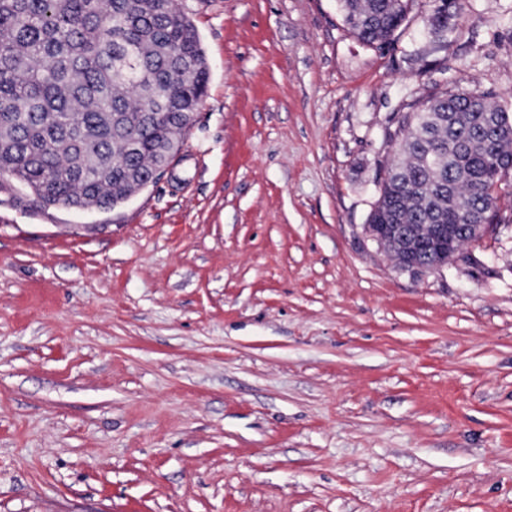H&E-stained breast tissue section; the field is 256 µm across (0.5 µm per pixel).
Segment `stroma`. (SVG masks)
I'll list each match as a JSON object with an SVG mask.
<instances>
[{
	"instance_id": "35a3bbf8",
	"label": "stroma",
	"mask_w": 512,
	"mask_h": 512,
	"mask_svg": "<svg viewBox=\"0 0 512 512\" xmlns=\"http://www.w3.org/2000/svg\"><path fill=\"white\" fill-rule=\"evenodd\" d=\"M209 83L160 180L0 181V512H512V224L404 270L364 226L413 99L512 113V0H177ZM344 23L363 44L390 45L407 21L414 0H338ZM431 10L423 17V25L428 33L436 39L441 47L448 45V28L450 21L460 10L458 0H433Z\"/></svg>"
}]
</instances>
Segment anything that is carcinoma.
Segmentation results:
<instances>
[{"label":"carcinoma","instance_id":"obj_1","mask_svg":"<svg viewBox=\"0 0 512 512\" xmlns=\"http://www.w3.org/2000/svg\"><path fill=\"white\" fill-rule=\"evenodd\" d=\"M363 44L390 45L413 0H339ZM459 0H433L423 25L442 48ZM209 69L173 0H0V171L46 204L110 209L161 164L181 112H196ZM369 224L408 226L417 264L446 263L502 224L512 178V113L457 87L396 120Z\"/></svg>","mask_w":512,"mask_h":512}]
</instances>
